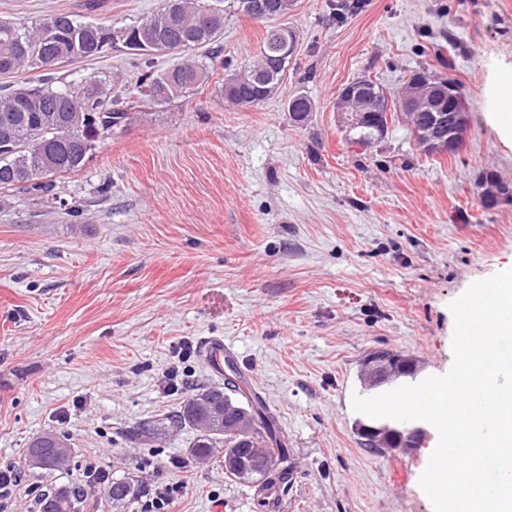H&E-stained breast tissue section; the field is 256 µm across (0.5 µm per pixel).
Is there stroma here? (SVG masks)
I'll list each match as a JSON object with an SVG mask.
<instances>
[{
  "instance_id": "stroma-1",
  "label": "stroma",
  "mask_w": 512,
  "mask_h": 512,
  "mask_svg": "<svg viewBox=\"0 0 512 512\" xmlns=\"http://www.w3.org/2000/svg\"><path fill=\"white\" fill-rule=\"evenodd\" d=\"M164 0H0V18L30 25L69 13L128 25ZM296 35L279 88L243 109L225 100L229 71L254 59L264 23L226 14L210 76L187 97L143 103L55 197H0V463L21 473L17 512L49 487L84 483L97 459L143 489L180 483L167 512H258L254 490L224 474V451L195 460L197 438L171 424L194 389L216 383L206 337L274 413L292 471L280 512H433L419 477L437 446L372 453L353 432L362 357L390 349L420 378L452 366L450 301L512 269V201L485 208L477 179L512 187V140L487 117L491 81L512 70V0H297ZM150 58L115 48L61 67L140 96ZM461 88L467 136L425 153L404 122L365 149L347 143L336 96L367 76L398 93L415 70ZM312 102L304 125L288 102ZM179 370L178 388L162 374ZM152 421L160 438H134ZM65 434L68 462L28 469V442ZM201 352L212 372L219 377L224 376V342L217 338H205Z\"/></svg>"
}]
</instances>
